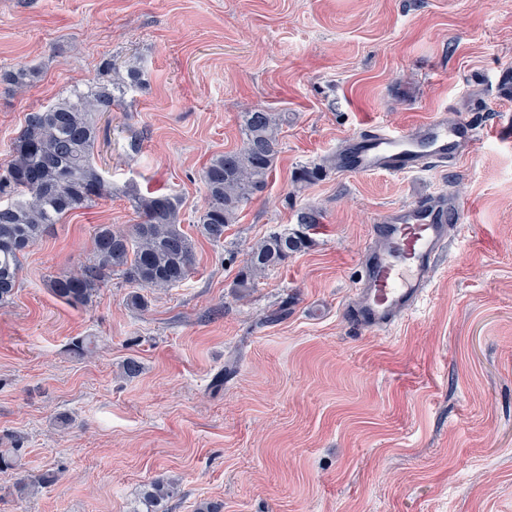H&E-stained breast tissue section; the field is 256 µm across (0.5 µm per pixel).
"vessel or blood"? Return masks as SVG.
I'll list each match as a JSON object with an SVG mask.
<instances>
[{
    "mask_svg": "<svg viewBox=\"0 0 512 512\" xmlns=\"http://www.w3.org/2000/svg\"><path fill=\"white\" fill-rule=\"evenodd\" d=\"M474 127L456 112H438L407 131L380 129L347 137L336 152L343 170L356 174L417 172L453 161L475 144ZM461 214L452 198L419 199L371 227L372 244L347 316L356 325L384 330L414 307L428 288L446 252L451 224Z\"/></svg>",
    "mask_w": 512,
    "mask_h": 512,
    "instance_id": "obj_1",
    "label": "vessel or blood"
}]
</instances>
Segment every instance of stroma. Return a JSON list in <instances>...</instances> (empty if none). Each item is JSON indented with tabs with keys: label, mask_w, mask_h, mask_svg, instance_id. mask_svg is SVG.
<instances>
[{
	"label": "stroma",
	"mask_w": 512,
	"mask_h": 512,
	"mask_svg": "<svg viewBox=\"0 0 512 512\" xmlns=\"http://www.w3.org/2000/svg\"><path fill=\"white\" fill-rule=\"evenodd\" d=\"M130 57L143 83L99 121L110 195L50 227L0 304V448L23 450L0 512H131L157 478L178 485L167 512H512V0H0V70L38 72L0 83V165L27 112ZM250 107L288 115L268 186L223 243L196 237L186 281L141 309L117 275L85 306L50 292L95 225L137 223L128 185L178 196L192 230L202 170L241 147ZM448 110L481 133L453 164L333 163L348 136ZM425 194L461 204L443 261L391 329L357 327L372 224ZM305 207L322 212L310 247L238 287L251 246ZM36 76V72L20 64L17 67L0 73V83L4 82L17 90H24L30 87Z\"/></svg>",
	"instance_id": "1"
}]
</instances>
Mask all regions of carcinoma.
I'll return each mask as SVG.
<instances>
[{
  "label": "carcinoma",
  "mask_w": 512,
  "mask_h": 512,
  "mask_svg": "<svg viewBox=\"0 0 512 512\" xmlns=\"http://www.w3.org/2000/svg\"><path fill=\"white\" fill-rule=\"evenodd\" d=\"M103 68L112 79L77 87L49 107L29 112L15 139L11 158L0 173V304L11 300L21 257L53 224L72 210L89 206L108 194L107 182L95 162L99 136L97 116L123 105L126 89L142 83L134 61L120 68L110 60ZM36 72L20 64L0 73L17 90L30 87ZM287 121L281 112L254 108L242 115L241 148L213 156L202 171L207 205L196 220L200 235L213 243L224 240L225 228L236 223L244 203L263 192L279 153V135ZM130 206L141 218L128 230L98 224L93 256L73 271L50 280L52 293L71 306L86 305L118 272L142 289L172 288L187 279L194 263V239L182 229L179 200L171 195L126 191ZM308 238L282 230L250 250L240 286L305 249ZM21 449L0 448V471L20 465ZM178 492L172 481L155 480L140 503L146 512Z\"/></svg>",
  "instance_id": "carcinoma-1"
}]
</instances>
